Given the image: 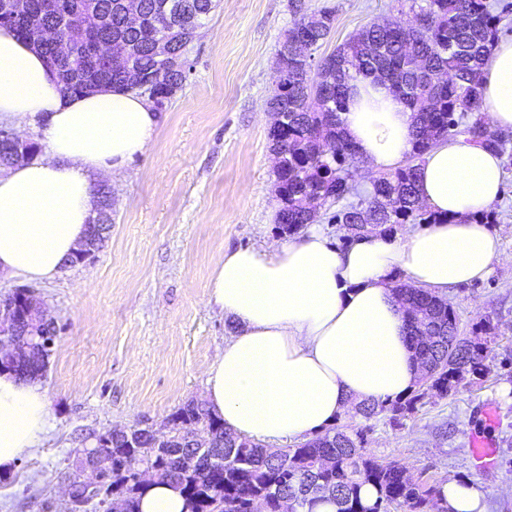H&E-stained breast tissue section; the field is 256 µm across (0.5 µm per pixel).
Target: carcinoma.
<instances>
[{"mask_svg": "<svg viewBox=\"0 0 512 512\" xmlns=\"http://www.w3.org/2000/svg\"><path fill=\"white\" fill-rule=\"evenodd\" d=\"M155 2L143 0V26L131 30L125 25L121 0H96V9L109 17L112 38L129 45L127 59L132 68L112 71L115 88L128 89V74L144 78L155 74L160 62L150 54L151 37L182 39L180 32H166ZM410 10L415 16L424 14L427 26L418 27L412 20L364 26L328 54L331 65L324 74L315 66L282 56L298 26L308 31L310 53H315L332 32V9L303 13L278 43V85L269 108L284 112L287 119L280 133L270 134L272 148L285 154L275 183L280 233L298 234L315 221L317 212L310 205L328 210L354 189L350 166L355 153L344 135L341 113L347 109L350 85L359 76L388 86L412 112L414 156L419 158L438 142L459 135L491 151L499 148L490 127L480 118L465 120V113L478 112L483 105L482 72L490 60L500 16L489 0H412ZM68 72L70 79L62 82L67 94L82 92L85 80L95 76L78 55ZM420 178V167L413 163L376 176L365 198L336 211L328 222H367L388 234L396 224H430L433 217L419 203ZM398 293L408 302V335L425 330L433 336L417 349L431 363L432 372L422 375L418 387L404 399L389 405H355V412L366 420L384 411L394 417L412 414L427 393L446 396L465 375L487 370L484 360L490 339L461 333L448 299L416 288H400ZM167 420L176 435L198 429L213 434L208 457L195 460L190 448L180 456L166 452L152 456L158 480L179 490L190 512H214L219 506L221 512H280L285 499L291 501L294 512H303L320 493L334 499L337 512H388L394 503L416 509L440 497L436 488L414 482L397 465L367 455L361 429L350 432L335 427L290 448H268L237 435V448L231 453L224 448V420L205 403L192 399ZM96 438L103 441L100 454L111 463V480L96 495L106 498L116 492L125 512H139V498L150 483L137 482L127 474L124 462L131 448L123 436L108 431ZM365 484L378 491L370 506L360 496Z\"/></svg>", "mask_w": 512, "mask_h": 512, "instance_id": "obj_1", "label": "carcinoma"}]
</instances>
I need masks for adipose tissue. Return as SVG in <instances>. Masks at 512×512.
Wrapping results in <instances>:
<instances>
[{"instance_id": "obj_1", "label": "adipose tissue", "mask_w": 512, "mask_h": 512, "mask_svg": "<svg viewBox=\"0 0 512 512\" xmlns=\"http://www.w3.org/2000/svg\"><path fill=\"white\" fill-rule=\"evenodd\" d=\"M490 124L512 131V39L494 45L482 74ZM43 123L46 156L0 171V276L46 282L79 249L92 217L93 174L144 154L158 115L120 90L66 96L56 71L10 28H0V118ZM341 118L358 162L390 170L412 150V118L390 90L356 81ZM503 181L496 153L458 139L421 161L418 194L435 224L392 239L373 232L334 243L319 224L283 244L225 253L208 302L237 332L210 365L205 400L226 428L270 444L307 440L354 404L392 402L421 368L406 333L395 275L450 296L489 278L501 238L481 220ZM50 398L38 379L0 371V476L41 448ZM444 512H486L478 485L444 483Z\"/></svg>"}]
</instances>
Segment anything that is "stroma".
<instances>
[{
    "mask_svg": "<svg viewBox=\"0 0 512 512\" xmlns=\"http://www.w3.org/2000/svg\"><path fill=\"white\" fill-rule=\"evenodd\" d=\"M304 3L335 12L324 55L366 25L412 17L409 0ZM293 20L289 0H219L191 46L182 90L158 109L149 149L106 176L109 238L91 260L37 284L57 328L40 379L50 429L43 448L0 479V512H71L68 476L95 481L77 470L94 435L157 428L203 399L208 368L235 332L207 303L211 273L225 252L280 238L267 102L275 48ZM504 139L502 195L490 210L501 261L450 297L462 332L483 319L494 328L488 374L466 376L448 396L426 395L396 421L386 412L342 420L365 429L368 453L423 484H479L487 512H512V132ZM476 437L496 448L493 464L475 466Z\"/></svg>",
    "mask_w": 512,
    "mask_h": 512,
    "instance_id": "1",
    "label": "stroma"
}]
</instances>
